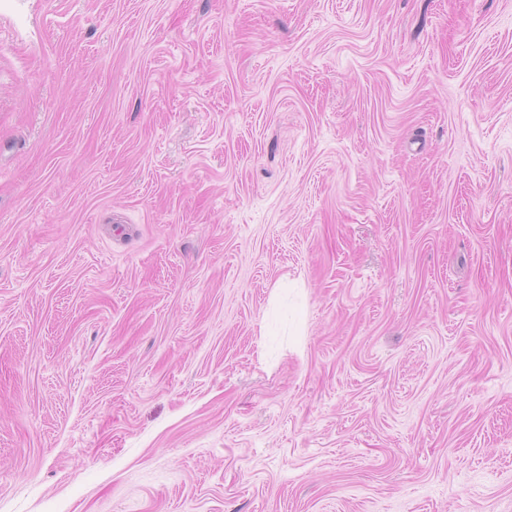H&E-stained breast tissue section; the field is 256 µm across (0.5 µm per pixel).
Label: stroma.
<instances>
[{
	"mask_svg": "<svg viewBox=\"0 0 512 512\" xmlns=\"http://www.w3.org/2000/svg\"><path fill=\"white\" fill-rule=\"evenodd\" d=\"M0 512H512V0H0Z\"/></svg>",
	"mask_w": 512,
	"mask_h": 512,
	"instance_id": "stroma-1",
	"label": "stroma"
}]
</instances>
